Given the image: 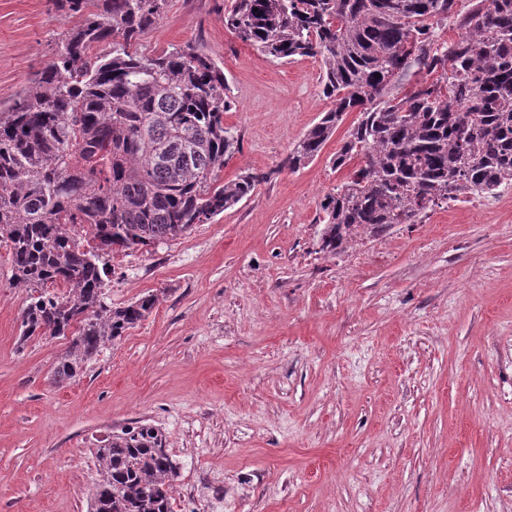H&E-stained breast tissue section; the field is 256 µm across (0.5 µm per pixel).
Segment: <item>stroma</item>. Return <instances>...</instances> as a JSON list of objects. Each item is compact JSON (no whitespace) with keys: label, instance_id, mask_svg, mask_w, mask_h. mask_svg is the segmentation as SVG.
<instances>
[{"label":"stroma","instance_id":"obj_1","mask_svg":"<svg viewBox=\"0 0 512 512\" xmlns=\"http://www.w3.org/2000/svg\"><path fill=\"white\" fill-rule=\"evenodd\" d=\"M228 0H166L142 52L193 43L224 69L240 148L220 180L269 172L245 201L164 243L109 257L104 299L154 309L75 382L64 337L19 344L25 291L0 247V512H88L93 450L146 421L177 484L209 469V512H512V185L420 224L320 249V203L359 112L298 170L289 152L332 106L322 64H284L224 26ZM76 19L0 0V109Z\"/></svg>","mask_w":512,"mask_h":512}]
</instances>
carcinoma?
Returning <instances> with one entry per match:
<instances>
[{"instance_id": "1", "label": "carcinoma", "mask_w": 512, "mask_h": 512, "mask_svg": "<svg viewBox=\"0 0 512 512\" xmlns=\"http://www.w3.org/2000/svg\"><path fill=\"white\" fill-rule=\"evenodd\" d=\"M165 2L58 0L83 21L0 111V242L27 293L19 344L71 336L51 367L59 386L157 303H104V255L181 236L268 179H218L239 145L224 126V70L191 44L140 50ZM458 4L230 0L224 26L242 42L323 64L332 107L294 145L289 168L317 158L346 113L361 114L332 159L338 170L361 163L321 203L322 251L336 254L359 228L418 224L450 200L512 184V0ZM56 285L66 291L48 292ZM94 457L89 512H174L178 465L159 428L114 431Z\"/></svg>"}]
</instances>
